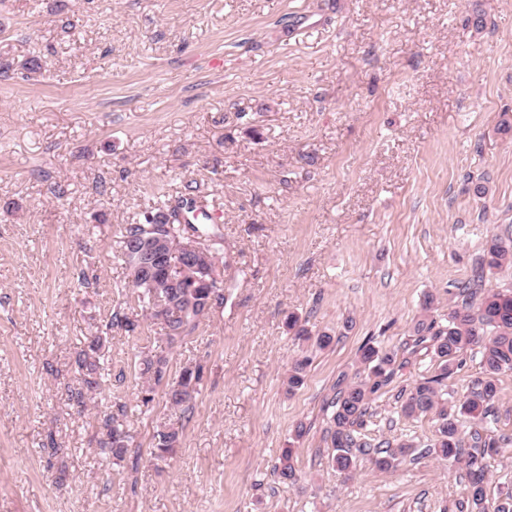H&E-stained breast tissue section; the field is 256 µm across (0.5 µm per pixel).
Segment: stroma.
I'll return each instance as SVG.
<instances>
[{
	"label": "stroma",
	"mask_w": 512,
	"mask_h": 512,
	"mask_svg": "<svg viewBox=\"0 0 512 512\" xmlns=\"http://www.w3.org/2000/svg\"><path fill=\"white\" fill-rule=\"evenodd\" d=\"M1 62L0 512H460L461 469L397 399L434 374L429 344L366 418L411 459L343 479L326 430L359 347L404 349L425 295L446 317L512 234V0H0ZM184 197L224 213L223 305L173 343L156 320L108 329L141 311L123 227ZM291 314L332 344L295 340ZM102 327L97 411L124 405L133 436L117 464L68 399ZM144 353L174 376L203 365L189 412L140 406ZM495 417L493 500L512 488L511 371ZM164 423L179 442L161 462ZM289 447L293 485L274 473Z\"/></svg>",
	"instance_id": "obj_1"
}]
</instances>
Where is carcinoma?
Segmentation results:
<instances>
[{
    "label": "carcinoma",
    "mask_w": 512,
    "mask_h": 512,
    "mask_svg": "<svg viewBox=\"0 0 512 512\" xmlns=\"http://www.w3.org/2000/svg\"><path fill=\"white\" fill-rule=\"evenodd\" d=\"M161 234L168 244L176 247L192 239L198 240V281L186 282L184 288L165 286L157 278H133L128 284L136 294L146 316L162 322L169 342L195 329L197 323L216 305L224 303V281L216 278L205 285L209 273L216 272V263L224 249V241L210 234L183 216L182 207L162 201L156 208L142 214L134 224H128L120 240V251L127 268H132L133 255L142 239L150 232ZM512 262V237L496 238L487 251L482 265L494 269ZM434 306V297H425L424 314L413 326L415 344L431 339L432 352L437 362L436 374L417 381L410 389L399 393L404 416H432L435 434L427 452L452 467L462 465L467 482V512H512V491L491 501L487 495V457L497 451L498 441L483 436V427L498 398V377L512 371V292L489 290L475 304L466 299L448 308L445 322L428 316ZM110 325L134 334L141 327L138 317L116 311ZM103 337L94 333L84 339L77 367L79 387L69 391L68 400L85 410L103 386L101 357ZM478 347L481 353L483 377L476 388L448 401L443 398L442 386L461 366L460 357ZM309 359L292 362L285 380L286 392L293 394L305 381ZM404 362L398 361V351L378 348L371 343L360 349L359 367L353 374L344 373L336 383V395L331 402L333 413L327 430L332 445L331 462L336 470L352 476L358 467L359 456L368 457L380 471L397 468L411 453L413 445L400 443L391 446L385 441L369 440L362 429L369 414L372 396L392 381ZM139 374L143 384L137 394L141 406L148 408L155 399L157 388H165L168 403L187 412L198 392L203 378L199 364L185 367L178 377L169 379L168 361L158 355L146 354L139 359ZM101 438L100 447L122 461L133 444V436L123 427L118 416L109 412L97 417ZM155 459L163 460L179 441V431L163 425L154 435ZM294 449L282 451L274 474L282 483L295 479Z\"/></svg>",
    "instance_id": "obj_1"
}]
</instances>
